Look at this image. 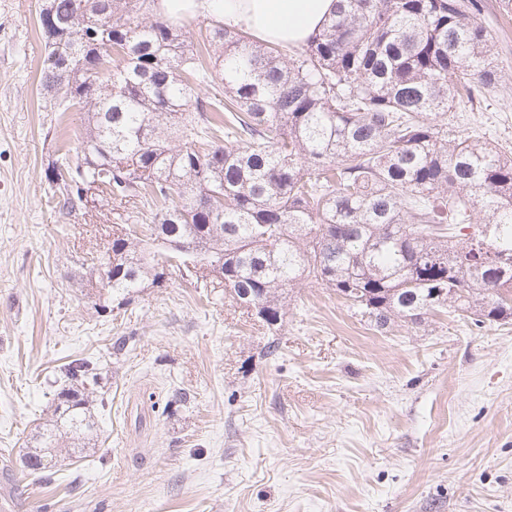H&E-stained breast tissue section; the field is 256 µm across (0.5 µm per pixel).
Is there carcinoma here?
<instances>
[{
	"mask_svg": "<svg viewBox=\"0 0 512 512\" xmlns=\"http://www.w3.org/2000/svg\"><path fill=\"white\" fill-rule=\"evenodd\" d=\"M52 4L40 86L86 108L52 204L69 215L103 185L121 221L92 258L112 267L104 293L126 303L182 278L161 267L182 258L174 242L221 262L219 287L269 327L302 280L380 330L445 307L512 319V152L448 133L453 103L499 82L481 0H339L291 54L214 18L191 29L159 0ZM134 208L153 214L147 240ZM59 379L21 456L46 481L93 441L98 364L73 359Z\"/></svg>",
	"mask_w": 512,
	"mask_h": 512,
	"instance_id": "carcinoma-1",
	"label": "carcinoma"
}]
</instances>
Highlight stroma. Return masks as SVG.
Here are the masks:
<instances>
[{"label": "stroma", "instance_id": "1", "mask_svg": "<svg viewBox=\"0 0 512 512\" xmlns=\"http://www.w3.org/2000/svg\"><path fill=\"white\" fill-rule=\"evenodd\" d=\"M38 0H0V454L30 446L77 356L104 363L98 446L40 482L0 470V512H512V320L447 310L379 331L293 288L267 355L255 313L177 279L100 307L111 202L55 214L48 171L83 108L40 92ZM483 25L512 90V23ZM455 134L512 147V104L459 103ZM128 343L121 352L113 345Z\"/></svg>", "mask_w": 512, "mask_h": 512}]
</instances>
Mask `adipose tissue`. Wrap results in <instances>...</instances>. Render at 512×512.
<instances>
[{
	"mask_svg": "<svg viewBox=\"0 0 512 512\" xmlns=\"http://www.w3.org/2000/svg\"><path fill=\"white\" fill-rule=\"evenodd\" d=\"M338 0H160L171 16L200 14L242 30L257 41L291 50L306 45L337 8Z\"/></svg>",
	"mask_w": 512,
	"mask_h": 512,
	"instance_id": "ef3b65f1",
	"label": "adipose tissue"
}]
</instances>
